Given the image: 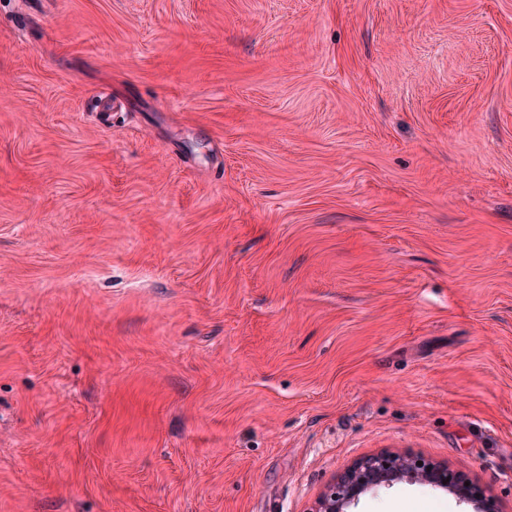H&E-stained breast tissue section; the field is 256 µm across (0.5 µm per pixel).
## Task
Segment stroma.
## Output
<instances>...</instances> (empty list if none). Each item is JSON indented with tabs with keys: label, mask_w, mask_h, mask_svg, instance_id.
I'll return each mask as SVG.
<instances>
[{
	"label": "stroma",
	"mask_w": 512,
	"mask_h": 512,
	"mask_svg": "<svg viewBox=\"0 0 512 512\" xmlns=\"http://www.w3.org/2000/svg\"><path fill=\"white\" fill-rule=\"evenodd\" d=\"M381 452L512 512V0H0V512Z\"/></svg>",
	"instance_id": "35a3bbf8"
}]
</instances>
